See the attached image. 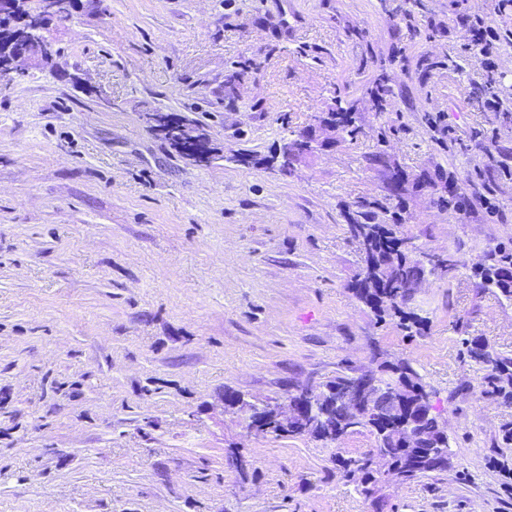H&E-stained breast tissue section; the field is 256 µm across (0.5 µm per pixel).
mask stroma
<instances>
[{
	"label": "stroma",
	"mask_w": 512,
	"mask_h": 512,
	"mask_svg": "<svg viewBox=\"0 0 512 512\" xmlns=\"http://www.w3.org/2000/svg\"><path fill=\"white\" fill-rule=\"evenodd\" d=\"M470 15L512 27L498 0H81L52 63L0 80V512H374L338 462L368 432L250 434L224 397L395 359L452 466L385 484L384 512H512V402L462 344L512 358V300L473 273L512 246V113L469 97ZM338 99L357 137L272 163ZM158 113L195 118L208 161ZM362 202L459 261L415 289L421 335L352 292ZM156 118H158L157 120H155V122L158 123L155 124L156 129L158 130V132L160 131L163 134V137L167 139L171 143V145H173L176 149L198 161H204L208 157L209 147L207 146L205 141L193 134L187 135L186 130H188L189 133H191L192 131L190 130L189 127V120L186 117L180 115H157ZM161 119H165L166 123L161 124ZM166 124H171L183 128V130L185 131L183 138L175 134H172L171 130L165 133L162 127L166 126Z\"/></svg>",
	"instance_id": "1"
}]
</instances>
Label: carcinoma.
<instances>
[{"label":"carcinoma","instance_id":"carcinoma-1","mask_svg":"<svg viewBox=\"0 0 512 512\" xmlns=\"http://www.w3.org/2000/svg\"><path fill=\"white\" fill-rule=\"evenodd\" d=\"M171 145L198 161L208 157L209 147L204 140L195 135L179 137L167 132L163 134ZM390 223H376V212L371 203L362 204L354 223L348 225L351 236L364 246L362 250L364 267L353 286L356 297L364 302L379 318L389 316L397 321V326L408 334H418L425 326L424 318L408 309L412 300L416 281L427 269L449 271L456 266L451 255L436 256L412 244V238L399 234L397 212L389 213ZM487 288H496L508 300H512V280L504 275L512 274V248H501L488 256V259L474 268ZM467 356L487 369L485 393L512 399V358L503 357L478 337L468 338L464 342ZM386 377L379 379L381 399L375 408L384 411L393 395H402L405 408L418 413L419 429L434 439L442 448H449L448 437L443 435L440 414L428 399V385L411 363L398 360L385 366ZM349 375H338L325 385L324 398L316 409L318 429L312 437L326 444L334 441L336 432L348 429V432L365 430L374 436L376 448L364 454H351L340 458L343 471L359 480L360 492L365 497H376L382 481L371 476L369 464L373 457L385 453L398 464L394 478L403 482L415 481L433 473L448 470L450 459L441 460L422 453H405L393 441L381 436V427L374 417L361 419L349 416L342 403L335 402L336 390L348 381Z\"/></svg>","mask_w":512,"mask_h":512}]
</instances>
